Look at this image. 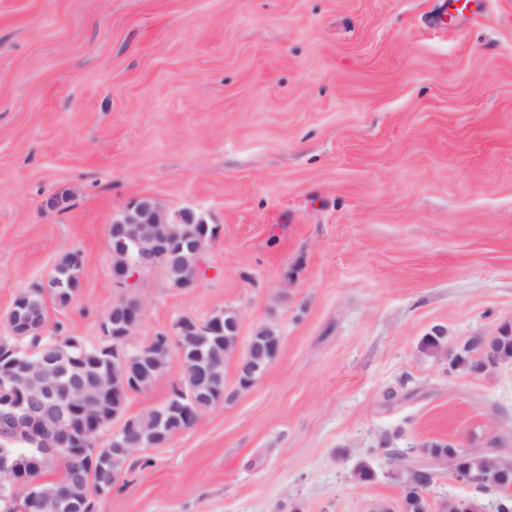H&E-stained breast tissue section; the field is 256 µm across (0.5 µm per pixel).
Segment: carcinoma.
Masks as SVG:
<instances>
[{
	"mask_svg": "<svg viewBox=\"0 0 512 512\" xmlns=\"http://www.w3.org/2000/svg\"><path fill=\"white\" fill-rule=\"evenodd\" d=\"M159 228L168 239L177 244L180 253L160 261L165 269L169 285H176V281L193 273L198 256L191 253L187 241L204 239L207 246L215 240L217 226L208 225L207 233L200 231V224L189 219L181 224H161ZM55 266L59 269V277L63 280V287L56 289L52 299L59 306L67 305L80 288L82 263L75 252H64L57 256ZM13 306L23 310L30 318V331L28 338L33 345L41 347L49 340L41 339L40 332L46 325L47 310L40 284L35 283L18 292L13 300ZM218 323L221 333L218 335H202L196 339L185 338L182 344L176 346L180 376L183 390H172L166 403L158 412H149L139 416L137 426L138 434L149 436L155 433L160 426L158 420L169 422L170 435H175L184 429H189L196 423L201 414L224 398V357L229 340L237 335L238 320L234 311L226 309L218 313ZM497 344L502 359L512 361V325H503L498 334L492 337ZM254 345L265 349H276L280 345V336L270 327H263L252 337ZM476 350L467 346L448 350V364L452 369L463 368L470 372L476 371ZM131 355L137 358L142 366L141 389L152 385L161 374L154 362V350L143 345L132 350ZM82 373L86 379L95 382L105 378L103 392L93 395L88 393L82 396L83 403L91 413L97 414L104 424H109L112 411L121 407L128 398L125 385L122 382L121 372H112V363L95 347L85 348L84 367ZM100 431L94 430L88 437V447L98 449L97 457L91 453L83 456H73L66 451V437L61 435L55 441L61 448V457L46 462L35 449L22 446L17 454L27 461L24 476L18 479L10 478L0 471V512H12L14 503L28 495L29 485L38 481L39 476L48 467L58 463L62 475L51 482L62 497L91 495L90 488L98 485L111 490L122 468L129 457L130 449L112 447V442L99 445ZM423 452L431 461L445 459L448 467H464L479 480L483 489H507L512 485V468L503 466L499 454L486 452L478 457L469 454H455V445L448 442H433L424 446ZM399 448L388 449L389 461L396 465L403 475L402 481V509L403 512H425V500L422 492L432 484L434 468L425 464L411 469L401 464Z\"/></svg>",
	"mask_w": 512,
	"mask_h": 512,
	"instance_id": "carcinoma-1",
	"label": "carcinoma"
}]
</instances>
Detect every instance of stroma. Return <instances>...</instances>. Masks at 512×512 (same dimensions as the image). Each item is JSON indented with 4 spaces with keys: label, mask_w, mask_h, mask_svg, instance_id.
<instances>
[{
    "label": "stroma",
    "mask_w": 512,
    "mask_h": 512,
    "mask_svg": "<svg viewBox=\"0 0 512 512\" xmlns=\"http://www.w3.org/2000/svg\"><path fill=\"white\" fill-rule=\"evenodd\" d=\"M445 7L0 0V336L72 250L81 286L48 302L44 335L102 345L132 300L135 347L227 308L240 347L281 337L247 391L226 361L232 398L135 449L94 512H398L387 449L512 433V363L471 374L419 349L437 326L454 346L512 323V0L449 27ZM144 197L218 225L196 288L159 265L115 279L110 226ZM179 378L174 361L130 393L102 439ZM499 495L439 469L427 512Z\"/></svg>",
    "instance_id": "obj_1"
}]
</instances>
